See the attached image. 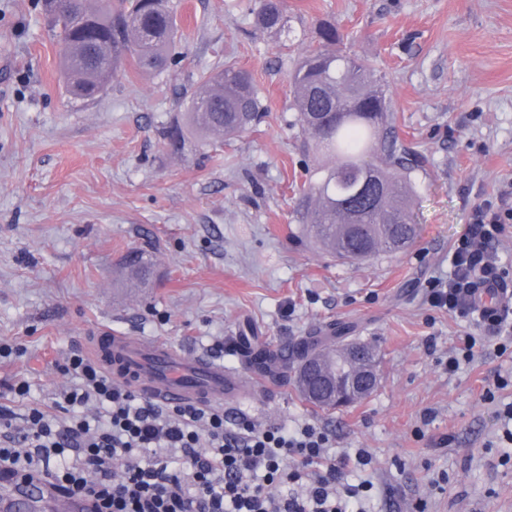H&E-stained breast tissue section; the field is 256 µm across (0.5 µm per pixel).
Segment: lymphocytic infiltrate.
<instances>
[{"label": "lymphocytic infiltrate", "mask_w": 512, "mask_h": 512, "mask_svg": "<svg viewBox=\"0 0 512 512\" xmlns=\"http://www.w3.org/2000/svg\"><path fill=\"white\" fill-rule=\"evenodd\" d=\"M512 206L478 209L455 243L447 278L431 283L428 301L461 319L477 317L481 335L463 336L449 372L477 345H512V305L480 302V290L512 289L494 243ZM68 369L78 385L63 391L56 413L0 406V480L37 479L90 500L91 512H368L371 453L329 457L330 436L311 424L224 431V413L194 406L159 408L137 396L83 351ZM101 412L88 415L89 403Z\"/></svg>", "instance_id": "obj_1"}]
</instances>
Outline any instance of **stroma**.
Returning <instances> with one entry per match:
<instances>
[{
  "label": "stroma",
  "mask_w": 512,
  "mask_h": 512,
  "mask_svg": "<svg viewBox=\"0 0 512 512\" xmlns=\"http://www.w3.org/2000/svg\"><path fill=\"white\" fill-rule=\"evenodd\" d=\"M179 36L163 71L127 63L91 100L60 79L57 33L38 0H0V405L51 406L74 383L64 365L86 336L112 329L231 360L232 337L282 351L331 323L375 344L378 385L333 411L302 400L292 374L225 406L261 428L309 422L333 453L373 455L372 512H512V443L503 412L512 353L488 345L448 372L476 319L429 305L433 277L474 209L512 189V0H285L289 48L255 28L251 0H173ZM342 53L383 78L399 138L423 162L414 175L422 231L405 252L344 263L309 244L299 188L331 164L303 153L290 108L292 64L323 27ZM249 71L266 116L225 139L165 133L182 124L201 73ZM144 248L148 285L118 276ZM28 381L19 397L14 387Z\"/></svg>",
  "instance_id": "35a3bbf8"
}]
</instances>
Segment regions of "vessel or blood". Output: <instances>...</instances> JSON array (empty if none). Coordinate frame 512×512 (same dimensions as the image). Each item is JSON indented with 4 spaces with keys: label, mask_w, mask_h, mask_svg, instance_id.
Segmentation results:
<instances>
[{
    "label": "vessel or blood",
    "mask_w": 512,
    "mask_h": 512,
    "mask_svg": "<svg viewBox=\"0 0 512 512\" xmlns=\"http://www.w3.org/2000/svg\"><path fill=\"white\" fill-rule=\"evenodd\" d=\"M88 348L115 379L163 406H220L257 389L256 379L245 369L158 340L103 330L89 337ZM48 489L45 483L12 479L0 487V502L12 508L23 501L32 507Z\"/></svg>",
    "instance_id": "b4317fda"
}]
</instances>
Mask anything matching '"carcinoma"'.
Listing matches in <instances>:
<instances>
[{
	"label": "carcinoma",
	"instance_id": "obj_1",
	"mask_svg": "<svg viewBox=\"0 0 512 512\" xmlns=\"http://www.w3.org/2000/svg\"><path fill=\"white\" fill-rule=\"evenodd\" d=\"M258 29L276 37L288 32L284 0H255ZM61 43L60 71L70 95L89 100L105 90L127 59L141 62L151 56L150 69L159 70L176 35L171 0H134L126 6L114 0H67L65 16L55 21ZM322 42L305 51L292 70V108L304 135L306 149L321 148L336 159L315 183L302 188L297 215L314 246L340 260L356 262L381 252L406 251L419 235L411 210L415 184L411 174L421 168L392 131L383 83L365 58L342 54L329 46L340 41L332 26L320 32ZM267 111L252 76L233 64L200 75L198 90L185 113V127L200 137L231 136L243 131ZM370 165L376 182L386 191L373 199L346 194L336 174L357 175L356 167ZM124 268L146 282L150 263L142 251L130 253ZM330 335L316 331L295 346L294 376L303 400L322 409L348 405L360 397L338 391L344 367L339 360L348 349L378 356L366 343L347 342L348 327L334 323ZM247 364L257 372L281 375V354L254 343L245 351ZM322 367L330 384L321 397L310 394L306 364Z\"/></svg>",
	"mask_w": 512,
	"mask_h": 512
}]
</instances>
